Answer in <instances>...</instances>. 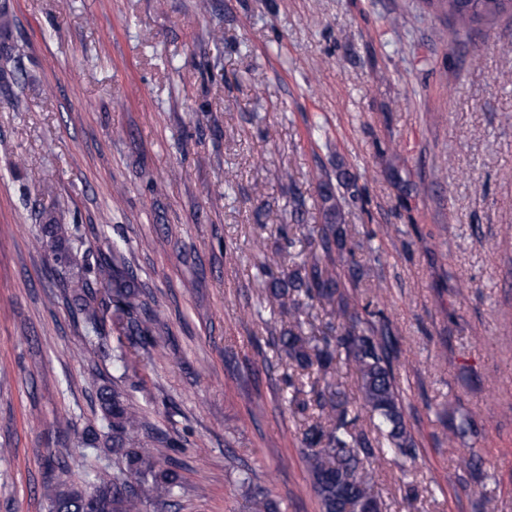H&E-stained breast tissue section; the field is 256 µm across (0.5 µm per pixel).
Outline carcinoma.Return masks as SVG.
<instances>
[{
    "instance_id": "cac0c4a2",
    "label": "carcinoma",
    "mask_w": 512,
    "mask_h": 512,
    "mask_svg": "<svg viewBox=\"0 0 512 512\" xmlns=\"http://www.w3.org/2000/svg\"><path fill=\"white\" fill-rule=\"evenodd\" d=\"M448 16V32L456 40L474 25L512 19V0H425ZM353 183L343 172L331 176L322 171L318 196L323 221L308 229L315 241L311 261L283 278L270 290L268 301L288 308L292 318L280 331L279 349L289 363L306 370L313 364L328 371L342 358L355 365L363 407L377 418L375 429L384 435L386 446L358 426L359 414L339 388L311 389V399H301L294 388L293 402L306 411L314 406L318 421L303 430V459L320 512H382L374 491L373 471L366 460L375 452L394 457L408 456L413 440L404 420L403 390L393 364L394 342L385 318L374 324L371 317L384 292L382 284L353 305L347 286H356L365 276L356 256H378L371 239L350 240L344 218L347 199H356ZM42 246L60 274V288L72 297L84 335H105L107 316L120 334L143 343L155 323L145 287L121 262L126 242L107 241V251L79 252L83 244L79 228L68 227L49 217L43 227ZM315 308L328 309L334 320L320 336L304 335L302 316ZM137 361L120 344L112 348V371L118 376L103 381L97 401L101 429L88 428L80 444L91 454L102 448L112 451V472H94L81 483L61 482L48 494V512H87V499L97 498L99 512H147L151 505H177L181 483L175 467L162 459L163 440L146 434L143 408L134 404L121 385ZM250 512H271V504L259 487L252 489Z\"/></svg>"
}]
</instances>
